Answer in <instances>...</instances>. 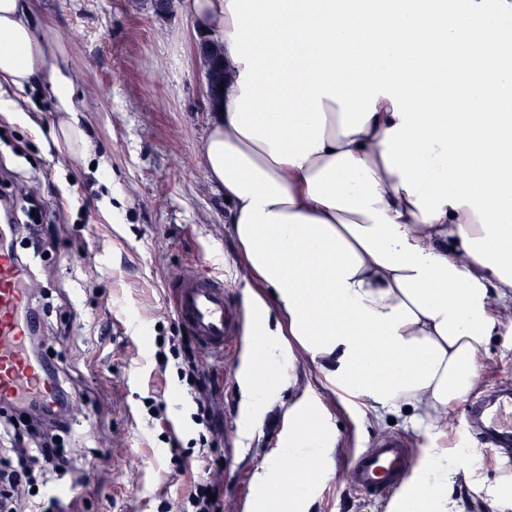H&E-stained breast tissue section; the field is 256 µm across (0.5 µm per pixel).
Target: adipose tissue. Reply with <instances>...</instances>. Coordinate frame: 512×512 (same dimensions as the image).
<instances>
[{"instance_id": "obj_1", "label": "adipose tissue", "mask_w": 512, "mask_h": 512, "mask_svg": "<svg viewBox=\"0 0 512 512\" xmlns=\"http://www.w3.org/2000/svg\"><path fill=\"white\" fill-rule=\"evenodd\" d=\"M221 49L224 94L201 150L224 193L266 342L238 381L250 437L303 350L360 420L406 416L427 441L389 512H452L470 476L440 444L449 409L512 334V0H183ZM50 90L68 147L92 145L79 77L27 0H0V90ZM268 371L257 377L256 360ZM284 443L326 475L338 433L316 389ZM252 512H310L266 465ZM277 494H266L272 481Z\"/></svg>"}]
</instances>
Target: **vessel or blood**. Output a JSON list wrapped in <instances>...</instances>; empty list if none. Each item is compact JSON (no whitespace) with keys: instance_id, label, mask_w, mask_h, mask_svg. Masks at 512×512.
<instances>
[{"instance_id":"b4317fda","label":"vessel or blood","mask_w":512,"mask_h":512,"mask_svg":"<svg viewBox=\"0 0 512 512\" xmlns=\"http://www.w3.org/2000/svg\"><path fill=\"white\" fill-rule=\"evenodd\" d=\"M27 273L6 254H0V397L22 384L40 385L38 366L23 353L26 336ZM179 321L208 352L219 355L238 338L244 313L229 301L222 279L208 273L175 275L169 283ZM471 427L485 443L494 445L512 437V391L495 395L467 408ZM414 465L406 444L396 436L374 443L351 464L353 486L360 491L401 494L403 481Z\"/></svg>"}]
</instances>
